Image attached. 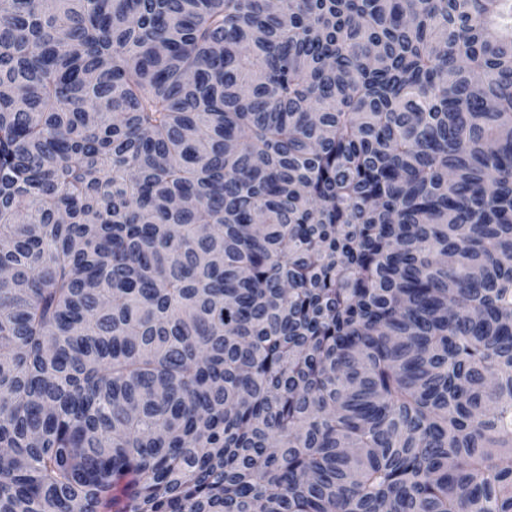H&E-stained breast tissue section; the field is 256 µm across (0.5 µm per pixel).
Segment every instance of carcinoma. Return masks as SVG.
I'll list each match as a JSON object with an SVG mask.
<instances>
[{"label":"carcinoma","mask_w":512,"mask_h":512,"mask_svg":"<svg viewBox=\"0 0 512 512\" xmlns=\"http://www.w3.org/2000/svg\"><path fill=\"white\" fill-rule=\"evenodd\" d=\"M0 512H512V0H0Z\"/></svg>","instance_id":"carcinoma-1"}]
</instances>
